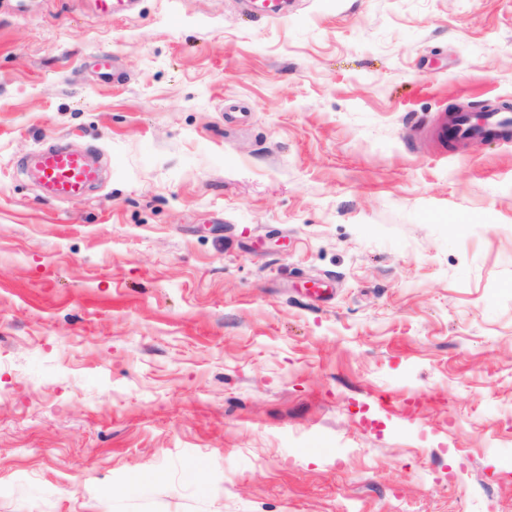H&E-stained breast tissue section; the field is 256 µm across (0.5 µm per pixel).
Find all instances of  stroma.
I'll list each match as a JSON object with an SVG mask.
<instances>
[{
	"mask_svg": "<svg viewBox=\"0 0 512 512\" xmlns=\"http://www.w3.org/2000/svg\"><path fill=\"white\" fill-rule=\"evenodd\" d=\"M90 2L0 0V512H512V0ZM95 11L100 16L128 17L136 6L134 0H92ZM449 126V134L458 139L495 138L503 142L512 141V113L490 109L476 120L470 112H458ZM35 170L43 187L61 200L79 197L101 181L99 165L83 151L43 149L36 155Z\"/></svg>",
	"mask_w": 512,
	"mask_h": 512,
	"instance_id": "obj_1",
	"label": "stroma"
}]
</instances>
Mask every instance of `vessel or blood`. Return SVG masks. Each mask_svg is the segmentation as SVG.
<instances>
[{
    "mask_svg": "<svg viewBox=\"0 0 512 512\" xmlns=\"http://www.w3.org/2000/svg\"><path fill=\"white\" fill-rule=\"evenodd\" d=\"M97 14L126 17L136 6L135 0H92ZM450 135L458 139L495 138L512 141V113L499 109L483 112L480 118L471 113H457L449 126ZM35 170L40 183L50 194L64 200L85 194L101 181V169L93 157L83 151L47 148L36 155Z\"/></svg>",
    "mask_w": 512,
    "mask_h": 512,
    "instance_id": "1",
    "label": "vessel or blood"
}]
</instances>
